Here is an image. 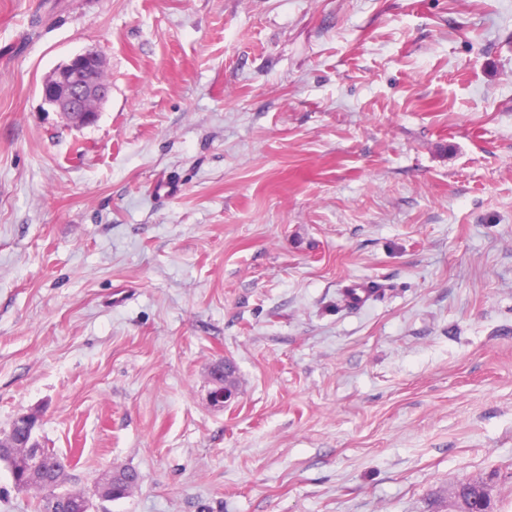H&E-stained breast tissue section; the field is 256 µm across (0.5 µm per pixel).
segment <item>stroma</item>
Masks as SVG:
<instances>
[{"mask_svg":"<svg viewBox=\"0 0 512 512\" xmlns=\"http://www.w3.org/2000/svg\"><path fill=\"white\" fill-rule=\"evenodd\" d=\"M87 50L75 125L42 83ZM28 412L68 489L138 474L96 512H512V0H0ZM106 67L102 56L87 51L59 66L43 83L45 102L66 120L88 124L95 120L107 96ZM115 467L120 468L122 479L118 478L105 494L99 496L102 500L112 501L129 497L138 487V478L132 470L121 466Z\"/></svg>","mask_w":512,"mask_h":512,"instance_id":"35a3bbf8","label":"stroma"}]
</instances>
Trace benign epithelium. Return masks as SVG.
<instances>
[{
    "label": "benign epithelium",
    "mask_w": 512,
    "mask_h": 512,
    "mask_svg": "<svg viewBox=\"0 0 512 512\" xmlns=\"http://www.w3.org/2000/svg\"><path fill=\"white\" fill-rule=\"evenodd\" d=\"M105 77V61L101 55L93 51L77 54L44 81L43 98L65 119L88 124L95 120L107 96ZM236 395V390L216 384L208 392V401L213 407L224 408Z\"/></svg>",
    "instance_id": "benign-epithelium-1"
}]
</instances>
